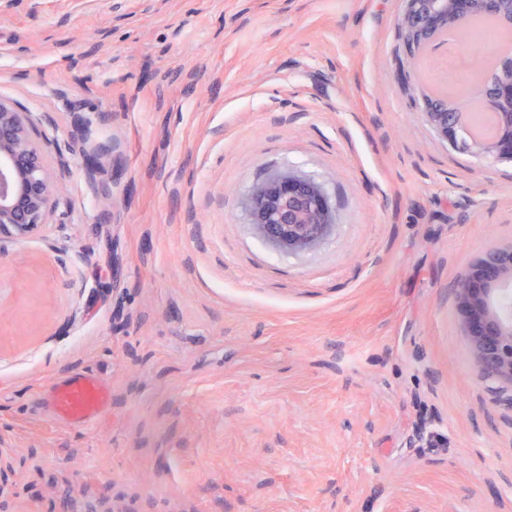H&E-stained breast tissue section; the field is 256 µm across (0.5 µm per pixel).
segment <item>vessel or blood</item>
<instances>
[{"label":"vessel or blood","mask_w":512,"mask_h":512,"mask_svg":"<svg viewBox=\"0 0 512 512\" xmlns=\"http://www.w3.org/2000/svg\"><path fill=\"white\" fill-rule=\"evenodd\" d=\"M47 406L55 417L83 424L105 413L109 395L97 377L77 374L52 386Z\"/></svg>","instance_id":"b4317fda"}]
</instances>
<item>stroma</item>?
Masks as SVG:
<instances>
[{"label": "stroma", "instance_id": "stroma-1", "mask_svg": "<svg viewBox=\"0 0 512 512\" xmlns=\"http://www.w3.org/2000/svg\"><path fill=\"white\" fill-rule=\"evenodd\" d=\"M404 9L0 0V97L67 163L0 241V512H512V386L456 296L512 244V162L434 136ZM288 170L336 213L304 253L241 208ZM83 372L111 406L53 417Z\"/></svg>", "mask_w": 512, "mask_h": 512}]
</instances>
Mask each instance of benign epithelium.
<instances>
[{
	"instance_id": "obj_1",
	"label": "benign epithelium",
	"mask_w": 512,
	"mask_h": 512,
	"mask_svg": "<svg viewBox=\"0 0 512 512\" xmlns=\"http://www.w3.org/2000/svg\"><path fill=\"white\" fill-rule=\"evenodd\" d=\"M512 0H406L400 19L409 43L431 52L448 31V13L461 20L490 16L509 26ZM497 70L481 83L479 94L497 117L493 137L477 139L468 130L461 105L444 95L424 96L426 122L453 148L480 158L512 161V75L493 90ZM31 113L0 97V239L24 240L48 224L64 196ZM249 223L280 250L313 249L335 224L324 186L292 171L275 174L250 188L243 201ZM512 280V245L484 254L459 285L465 332L487 378L512 384V310L496 292Z\"/></svg>"
}]
</instances>
